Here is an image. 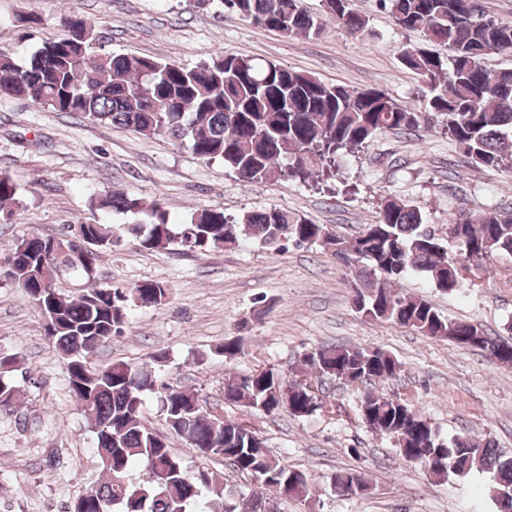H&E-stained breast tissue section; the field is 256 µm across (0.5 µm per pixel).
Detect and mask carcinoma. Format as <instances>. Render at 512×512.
I'll return each instance as SVG.
<instances>
[{
    "mask_svg": "<svg viewBox=\"0 0 512 512\" xmlns=\"http://www.w3.org/2000/svg\"><path fill=\"white\" fill-rule=\"evenodd\" d=\"M262 28L285 36L316 37L321 20L308 14L300 0H220ZM394 25L422 34L423 41L403 46L399 62L419 76L430 95L418 112L388 92L329 84L272 61L248 54L217 57L194 67L112 52L92 54L103 43L95 25L67 16V34L48 39L19 63L0 55V99H28L51 112H69L94 123L124 126L186 145L208 162L218 161L247 182L285 174L307 182L336 165L384 131L406 134L440 128L458 144L471 163L486 172L512 168V68L484 66L493 54L512 56V24L490 16L484 0H379ZM326 13L355 36L374 38L370 19L352 0H325ZM444 46L442 55L434 46ZM20 206V187L0 173V213L12 217ZM91 206L106 214L147 215V227L125 230L147 250L172 244L189 251L234 247L255 240L267 247L293 241L321 244L357 279L355 308L370 321L412 328L425 336L455 340L478 337L476 348L512 364V339L492 337L477 326L443 317L422 296L401 293L396 281L414 272L429 276L433 287L456 293L472 285L470 273L498 255H512V210L462 212L448 227L462 243L460 257L448 256L419 208L394 199L376 220L351 239L338 238L324 224H313L286 210L250 212L228 217L204 208L180 231L156 199L149 209L124 194L94 195ZM89 240L86 253L49 257L50 236L30 234L9 245L4 278L22 288L41 308L54 309L44 336L63 362L70 392L94 434V448L106 472L86 501L85 512H187L202 491L212 494L197 512H254L246 500L226 488L217 474L199 469L190 474L165 439L144 427L147 396L156 397L165 422L204 456H221L236 472L254 477L277 495L308 502L315 488L310 476L271 454L252 430L211 416L196 393L158 383L155 369L124 361L91 364L89 356L120 332L132 306L159 304L165 284L142 281L131 289L97 283L98 250L113 246L115 231L107 223L80 224ZM65 272L87 281L72 296L57 288ZM22 367L16 355L0 356V408L13 407L19 388L7 374ZM400 364L381 348L329 345L302 364V373L364 386L359 405L363 423L395 442L405 464L433 458L428 474L437 481L474 471L491 474L496 496L512 491V456L489 441L441 435L429 418L409 403L375 389L397 376ZM272 367H261L224 382V401L246 412L272 414L288 400L289 414L305 418L322 408L318 396L287 386ZM139 463L148 480L135 484L131 470ZM369 489L363 473L345 469L331 478L333 489Z\"/></svg>",
    "mask_w": 512,
    "mask_h": 512,
    "instance_id": "cac0c4a2",
    "label": "carcinoma"
}]
</instances>
